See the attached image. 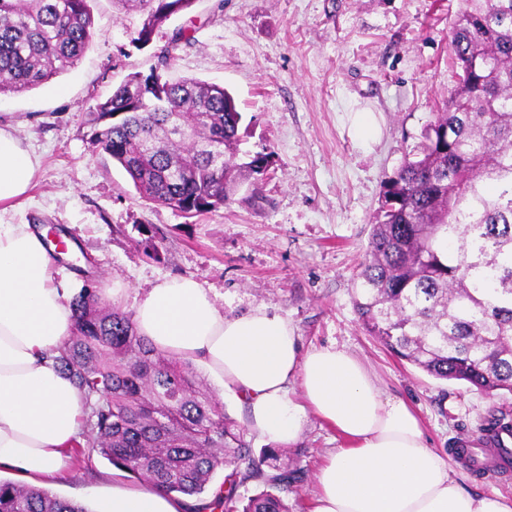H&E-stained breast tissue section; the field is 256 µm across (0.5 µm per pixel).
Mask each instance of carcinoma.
Instances as JSON below:
<instances>
[{
	"mask_svg": "<svg viewBox=\"0 0 512 512\" xmlns=\"http://www.w3.org/2000/svg\"><path fill=\"white\" fill-rule=\"evenodd\" d=\"M449 35L457 82L422 141L385 182L353 283L361 328L396 358L436 379L512 394V0H462ZM196 0H112L136 16L143 47ZM96 35L90 0H0V96L26 92L76 67ZM191 37L178 29L93 107L89 144L129 176L138 194L193 218L235 201L271 168L272 153L240 149L243 114L224 87L164 73ZM123 112L121 123L112 113ZM75 329L55 357L81 394L79 464L99 454L166 494L203 496L224 470V512H291L255 481H301L286 453L251 449L192 365L140 336L133 313L104 306L97 286L72 297ZM0 512H90L49 490L0 480Z\"/></svg>",
	"mask_w": 512,
	"mask_h": 512,
	"instance_id": "carcinoma-1",
	"label": "carcinoma"
}]
</instances>
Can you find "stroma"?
I'll return each mask as SVG.
<instances>
[{
	"label": "stroma",
	"mask_w": 512,
	"mask_h": 512,
	"mask_svg": "<svg viewBox=\"0 0 512 512\" xmlns=\"http://www.w3.org/2000/svg\"><path fill=\"white\" fill-rule=\"evenodd\" d=\"M459 0H197L190 16L157 29L153 44L130 42L112 0H94L98 35L73 69L33 90L0 97V127L40 160L26 199L0 221L43 220L65 232L63 272L87 266L101 287L120 282L133 311L158 280L193 276L225 313L264 306L293 325L304 348L336 346L359 357L386 395L408 401L429 445L454 461L459 442L477 443L484 418L512 421V395H488L435 379L398 360L360 326L352 285L364 258L382 186L418 144L455 74L448 32ZM181 27L171 76L227 88L247 128L244 147L272 156L274 175L243 186L241 198L187 218L145 201L121 167L88 144L91 110L128 74H149L154 47ZM372 114L373 138L354 129ZM162 244L147 257L142 226ZM341 444L308 417L288 458L302 479L284 497L308 512L315 475ZM113 467L97 457L47 481L53 493L105 512Z\"/></svg>",
	"instance_id": "obj_1"
}]
</instances>
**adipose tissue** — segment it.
<instances>
[{
  "instance_id": "1",
  "label": "adipose tissue",
  "mask_w": 512,
  "mask_h": 512,
  "mask_svg": "<svg viewBox=\"0 0 512 512\" xmlns=\"http://www.w3.org/2000/svg\"><path fill=\"white\" fill-rule=\"evenodd\" d=\"M37 166V156L0 128V205L28 192ZM43 236L29 224L0 223V468L35 484L67 467L83 410L55 361L73 333L75 283L59 274ZM133 320L156 348L219 375L267 445L296 444L310 414L336 430L345 445L319 468L310 512H512V498L460 483L429 447L412 406L384 395L358 357L333 346L303 349L281 315L263 307L225 314L183 276L150 288ZM185 508V500L144 484L113 487L109 512Z\"/></svg>"
}]
</instances>
